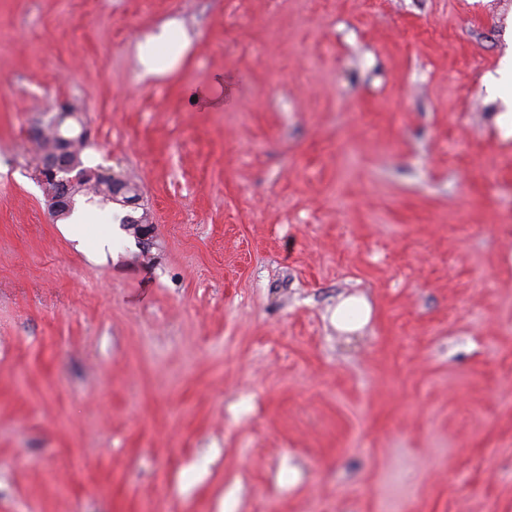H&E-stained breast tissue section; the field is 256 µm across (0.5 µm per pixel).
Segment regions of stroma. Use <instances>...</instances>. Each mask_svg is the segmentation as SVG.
Here are the masks:
<instances>
[{
    "label": "stroma",
    "instance_id": "35a3bbf8",
    "mask_svg": "<svg viewBox=\"0 0 512 512\" xmlns=\"http://www.w3.org/2000/svg\"><path fill=\"white\" fill-rule=\"evenodd\" d=\"M509 55L512 0H0V512H512ZM63 101L150 235L49 213ZM166 39V31L147 38L140 44L139 61L144 75L158 73L157 60L160 54V46ZM68 233L79 240L84 250L96 255L103 251L105 241L98 235L96 224L83 222L82 224H67ZM370 315L367 302L359 297H349L336 306V327L355 330L363 327Z\"/></svg>",
    "mask_w": 512,
    "mask_h": 512
}]
</instances>
